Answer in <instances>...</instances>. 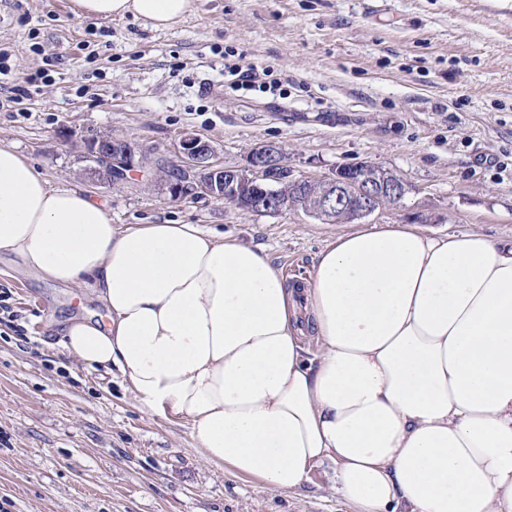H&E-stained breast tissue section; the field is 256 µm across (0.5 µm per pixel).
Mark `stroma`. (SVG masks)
<instances>
[{"mask_svg": "<svg viewBox=\"0 0 512 512\" xmlns=\"http://www.w3.org/2000/svg\"><path fill=\"white\" fill-rule=\"evenodd\" d=\"M0 142L50 186H84L116 224H199L265 249L289 280L307 276L341 224L221 201H172L161 173L84 182L94 134L175 161L190 130L216 162L244 165L275 141L291 177L380 165L406 179L375 224L512 239V0H194L157 31L127 16L86 19L72 0H0ZM268 69L265 86L203 95L225 66ZM37 76L29 84L28 76ZM0 502L9 512H353L328 466L296 491L203 459L186 426L141 408L119 371H89L59 344L98 301L0 257Z\"/></svg>", "mask_w": 512, "mask_h": 512, "instance_id": "obj_1", "label": "stroma"}]
</instances>
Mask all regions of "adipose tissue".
Returning a JSON list of instances; mask_svg holds the SVG:
<instances>
[{"label": "adipose tissue", "instance_id": "adipose-tissue-1", "mask_svg": "<svg viewBox=\"0 0 512 512\" xmlns=\"http://www.w3.org/2000/svg\"><path fill=\"white\" fill-rule=\"evenodd\" d=\"M192 6L74 0L157 30ZM1 254L91 291L105 318L71 321L66 352L118 369L205 460L280 491L334 465L355 512H512V240L376 224L296 286L236 237L113 223L0 145Z\"/></svg>", "mask_w": 512, "mask_h": 512}]
</instances>
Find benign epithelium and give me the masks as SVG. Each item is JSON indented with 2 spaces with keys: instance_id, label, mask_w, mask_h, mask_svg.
Masks as SVG:
<instances>
[{
  "instance_id": "7a95c632",
  "label": "benign epithelium",
  "mask_w": 512,
  "mask_h": 512,
  "mask_svg": "<svg viewBox=\"0 0 512 512\" xmlns=\"http://www.w3.org/2000/svg\"><path fill=\"white\" fill-rule=\"evenodd\" d=\"M175 153L184 178L162 179L161 190L173 200L211 198L235 208L260 213L284 208L301 212L325 224L364 223L384 208L398 205L410 187L393 170L364 163L354 169L338 168L321 179L287 178L273 183L271 170L281 165L282 147L274 142L251 149L242 167L226 168L213 162L215 148L197 134L186 131ZM82 175L95 184L115 186L132 172L147 168L138 146L131 140L94 135L84 140ZM288 183V194L280 184Z\"/></svg>"
}]
</instances>
